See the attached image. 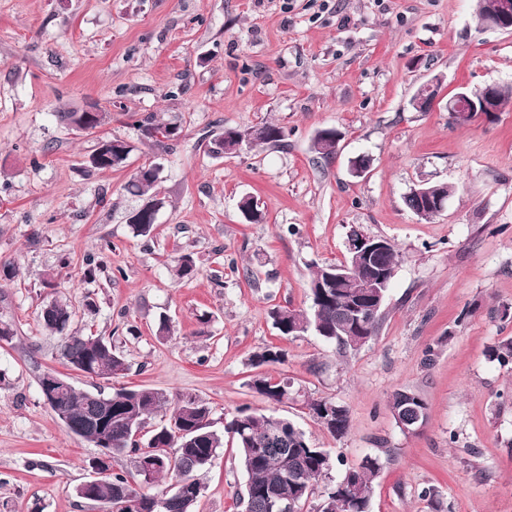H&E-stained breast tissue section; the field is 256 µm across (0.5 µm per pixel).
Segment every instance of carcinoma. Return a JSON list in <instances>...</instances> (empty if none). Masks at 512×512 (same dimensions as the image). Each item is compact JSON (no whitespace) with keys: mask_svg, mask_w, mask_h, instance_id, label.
Wrapping results in <instances>:
<instances>
[{"mask_svg":"<svg viewBox=\"0 0 512 512\" xmlns=\"http://www.w3.org/2000/svg\"><path fill=\"white\" fill-rule=\"evenodd\" d=\"M141 134L161 148L168 147L178 132L175 123H159L147 115L137 121ZM336 132L319 131L312 149L323 158L337 154ZM284 131L274 123L258 127L253 143L281 144ZM133 146L120 138H103L90 160L95 169L119 170L127 166ZM159 166L149 162L138 167L128 184V192L146 197L148 203L164 204L159 198ZM336 272V266L316 267L310 276L309 307L303 310L277 309L272 312L274 327L283 336L312 331L344 356L357 352L366 338L378 334L384 318L383 310L369 314L365 325H352L347 308L349 288H325L323 284ZM178 279L195 274L192 258L183 255L172 267ZM73 316L72 305L56 299L41 312L44 328L62 336L61 356L73 370L92 377L112 378L125 374L128 364L123 356L102 336L68 335L66 330ZM492 360L503 367H512V340L507 339L489 350ZM285 354L267 348L252 356L258 368L281 363ZM251 387L271 403L279 404L288 392V383L274 382L256 374ZM63 408L62 423L74 435L89 443L105 440L112 444V457L127 456L133 470L103 466L97 482L81 493V498L98 502L110 512H195L201 496L196 472L212 461L223 438L210 419V408L192 394L171 395L164 390L146 387H120L112 393L82 391L70 384L57 393ZM396 422L414 426L426 418V405L420 395L406 389L395 392L389 402ZM168 413L164 423L146 429L150 415ZM230 434L247 476L245 494L239 498L244 512H271L268 495L284 496L288 512H302L308 498L318 497L316 512H369L372 483L383 467L381 457H367L355 467H347L341 478L328 479L334 463L322 448L311 446L304 432L288 420L276 418L248 407L240 408L224 424ZM170 478L172 490L159 496L145 493L137 486L153 488ZM327 480L321 485L319 481ZM183 484L186 489L178 490Z\"/></svg>","mask_w":512,"mask_h":512,"instance_id":"cac0c4a2","label":"carcinoma"}]
</instances>
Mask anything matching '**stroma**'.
Returning a JSON list of instances; mask_svg holds the SVG:
<instances>
[{
  "label": "stroma",
  "instance_id": "obj_1",
  "mask_svg": "<svg viewBox=\"0 0 512 512\" xmlns=\"http://www.w3.org/2000/svg\"><path fill=\"white\" fill-rule=\"evenodd\" d=\"M436 76V105L415 111ZM492 83L512 84V31L482 27L474 0H0V265L13 268L0 324L14 330L0 342V512H102L77 494L100 450L44 404L50 369L89 391L196 395L219 431L238 409L262 410L349 466L386 456L370 512H434L428 487L445 512H512V369L489 357L512 338V108L464 127L448 113L454 93ZM90 103L111 116L97 133L60 122ZM147 114L180 126L169 149L137 129ZM265 122L285 129L283 145L213 152L224 127ZM323 129L341 135L329 161L311 149ZM113 136L133 146L127 167L88 168ZM149 161L164 205L142 238L128 221L143 200L126 185ZM427 182L453 193L424 221L403 198ZM246 195L261 223L242 218ZM354 225L399 253L378 335L346 357L310 332L280 336L271 310L308 305L314 266L343 261ZM183 255L196 274L178 281ZM58 296L74 308L70 332L110 340L125 375L70 371L39 321ZM267 347L286 353L265 368L291 383L282 404L248 386ZM400 389L426 404L419 432L393 418ZM319 398L347 408L346 436L313 419ZM197 478V512H242L232 445Z\"/></svg>",
  "mask_w": 512,
  "mask_h": 512
}]
</instances>
